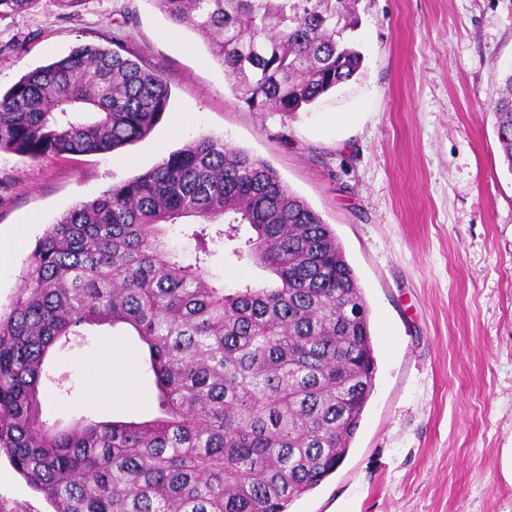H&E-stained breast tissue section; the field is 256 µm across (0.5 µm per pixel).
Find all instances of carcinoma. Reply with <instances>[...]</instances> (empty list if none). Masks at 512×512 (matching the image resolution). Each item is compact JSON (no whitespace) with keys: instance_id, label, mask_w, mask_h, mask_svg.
Segmentation results:
<instances>
[{"instance_id":"obj_1","label":"carcinoma","mask_w":512,"mask_h":512,"mask_svg":"<svg viewBox=\"0 0 512 512\" xmlns=\"http://www.w3.org/2000/svg\"><path fill=\"white\" fill-rule=\"evenodd\" d=\"M39 0H0V19ZM207 41L238 100L304 112L353 79L359 0H155ZM495 102L512 171V73ZM163 77L83 45L0 93V152L104 154L168 110ZM195 218L191 254L168 226ZM248 226L250 235L241 236ZM268 271L233 290L211 246ZM123 325L146 345L159 415L42 418L45 368ZM375 380L369 308L336 234L267 162L202 137L53 219L0 316V455L52 512H286L342 463Z\"/></svg>"}]
</instances>
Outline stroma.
<instances>
[{
  "label": "stroma",
  "mask_w": 512,
  "mask_h": 512,
  "mask_svg": "<svg viewBox=\"0 0 512 512\" xmlns=\"http://www.w3.org/2000/svg\"><path fill=\"white\" fill-rule=\"evenodd\" d=\"M359 75L289 117L231 92L203 37L173 28L151 0H55L0 19V91L95 44L123 46L171 96L144 140L107 154L37 160L0 153V313L51 219L202 136L268 162L336 234L370 309L375 387L336 472L288 512H512V171L491 107L512 71V0H359ZM347 112L344 123L331 114ZM226 287L269 274L218 250ZM138 337L92 328L48 364L43 418L121 422L157 413ZM108 378L126 401L90 388ZM0 458V512H49Z\"/></svg>",
  "instance_id": "obj_1"
}]
</instances>
